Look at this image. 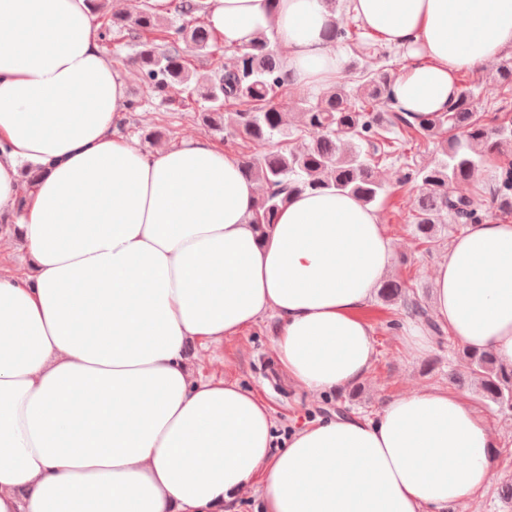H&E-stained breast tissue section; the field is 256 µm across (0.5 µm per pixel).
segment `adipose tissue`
Listing matches in <instances>:
<instances>
[{
  "mask_svg": "<svg viewBox=\"0 0 512 512\" xmlns=\"http://www.w3.org/2000/svg\"><path fill=\"white\" fill-rule=\"evenodd\" d=\"M207 2L225 45L263 32L284 48L293 89L344 68L325 0ZM350 7L403 50L391 96L415 124L512 51V0ZM127 103L88 0H0V512H224L251 488L263 512H446L488 487L495 438L461 395L427 388L282 440L258 393L190 368L189 343L273 312L289 379L318 395L363 380L359 312L393 272L391 239L330 190L293 196L259 234L240 157L204 138L143 149L120 133ZM25 163L44 176L23 184ZM432 285L438 323L512 364V222L469 225Z\"/></svg>",
  "mask_w": 512,
  "mask_h": 512,
  "instance_id": "ef3b65f1",
  "label": "adipose tissue"
}]
</instances>
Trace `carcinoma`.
<instances>
[{"mask_svg":"<svg viewBox=\"0 0 512 512\" xmlns=\"http://www.w3.org/2000/svg\"><path fill=\"white\" fill-rule=\"evenodd\" d=\"M180 25H168L150 0H138L132 11L103 19L102 36L113 27L126 29L133 52L125 58L133 67L143 91L149 98L171 103L170 90L182 87L179 101L184 110L200 105L198 116L212 132L241 140L242 169L246 177L258 181L262 192L254 206L252 223L259 233L275 223L278 212L290 198L306 190H330L350 194L370 206L382 192L374 176L375 167L388 159H400L398 134L411 129L440 146L442 158L429 165L404 160L400 183H421L427 192L414 204L413 225L422 243L436 242L443 214L451 215L455 231L479 224L490 212L475 207L472 199L454 195L448 186L468 179L486 161L487 153L470 154L462 141L448 138L461 130L467 140L481 142L488 150L505 156L512 153V120L488 128L477 112V96L465 89L448 111L417 125L392 105L389 87L394 76L388 69H364L352 79L354 85L337 86L314 102H298L302 124L320 131L316 139L299 148L288 147L293 132L285 126L283 113L275 100L288 95L281 77V58L276 45L261 34L233 48V64L220 65L206 83H192L193 61H210L219 50L213 32L200 20L198 0H170ZM326 37L352 43L361 56L390 57L388 51L371 42H363L340 24L330 28ZM489 206L512 211V161L503 167ZM380 296L398 302L405 313L425 322L433 335L441 337L442 328L429 315L416 292L399 281H387ZM448 351L462 355L477 379L482 397L504 415L512 414V365L500 363L489 351L459 347L448 337Z\"/></svg>","mask_w":512,"mask_h":512,"instance_id":"obj_1","label":"carcinoma"}]
</instances>
